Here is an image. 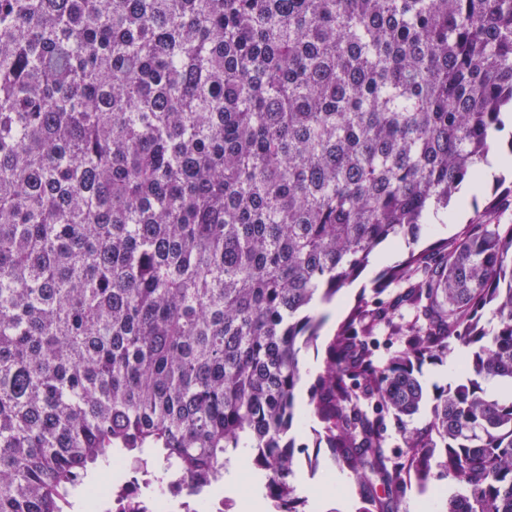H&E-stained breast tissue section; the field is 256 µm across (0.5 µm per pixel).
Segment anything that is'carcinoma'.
Listing matches in <instances>:
<instances>
[{
  "mask_svg": "<svg viewBox=\"0 0 512 512\" xmlns=\"http://www.w3.org/2000/svg\"><path fill=\"white\" fill-rule=\"evenodd\" d=\"M506 108L512 0H0V512H72L114 459L221 484L239 448L301 512L312 302L478 185ZM511 208L408 256L327 345L311 412L362 512L437 469L465 486L443 512H512L488 391L512 387ZM452 367V372L448 374V367ZM455 379V359L453 355L442 360H426L421 367L420 380L423 386L431 390L433 384L445 385L448 381Z\"/></svg>",
  "mask_w": 512,
  "mask_h": 512,
  "instance_id": "obj_1",
  "label": "carcinoma"
}]
</instances>
